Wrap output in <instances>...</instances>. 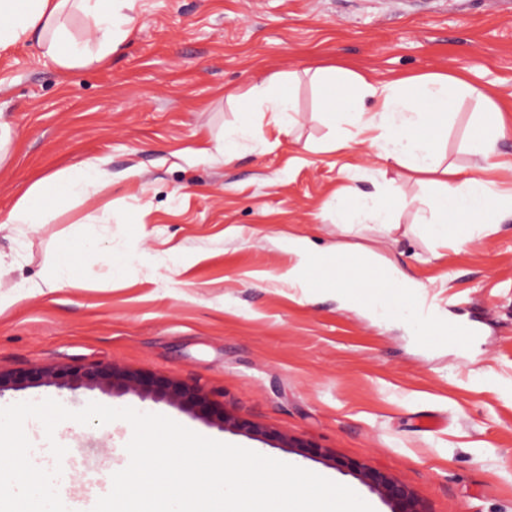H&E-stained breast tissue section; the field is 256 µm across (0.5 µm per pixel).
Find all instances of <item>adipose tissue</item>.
I'll return each mask as SVG.
<instances>
[{"instance_id": "1", "label": "adipose tissue", "mask_w": 512, "mask_h": 512, "mask_svg": "<svg viewBox=\"0 0 512 512\" xmlns=\"http://www.w3.org/2000/svg\"><path fill=\"white\" fill-rule=\"evenodd\" d=\"M133 5L134 0H0V53L29 43L63 70L101 64L128 36ZM313 77L324 90L322 113L336 131L337 147L364 145L377 157L433 176L434 191L427 202L431 218L425 225L428 237L461 245L471 241L476 231L496 224L503 212L512 213V192L493 191L482 177L483 171L497 165L502 111L462 74H424L374 83L334 67L316 70ZM293 81L292 74L273 72L240 97L243 119L237 136L253 133L257 113L267 116L274 127L287 129L294 121ZM466 96L482 100L484 109L468 140L469 152L478 161L477 174L459 187L452 180V170L443 165L441 140L434 127L451 116ZM104 179L97 159L59 170L29 186L6 223L37 229L54 217L51 198L86 200ZM284 241L296 258L280 276L288 287H308L305 273L313 268L348 305L370 312L377 320L398 314L415 329L429 323L437 335H447L448 322L435 306L423 310L414 305L427 295L423 285L394 262L364 249L353 267L340 270L308 238L288 235Z\"/></svg>"}]
</instances>
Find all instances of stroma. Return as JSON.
<instances>
[{"instance_id":"35a3bbf8","label":"stroma","mask_w":512,"mask_h":512,"mask_svg":"<svg viewBox=\"0 0 512 512\" xmlns=\"http://www.w3.org/2000/svg\"><path fill=\"white\" fill-rule=\"evenodd\" d=\"M132 31L102 64L61 70L34 48L0 54V112L15 149L0 166V223L32 183L90 158L106 180L56 206L36 231L0 232V371L116 363L206 395L178 406L136 391L19 384L0 408L51 398L164 415L208 438L297 464L390 512L357 476L404 484L421 512H512V217L456 248L429 239V183L364 148H328L322 93L310 73L340 67L376 82L459 72L503 110L498 140L512 188V13L497 0H135ZM296 75V123L263 126L225 163L218 140L239 125L236 97L266 72ZM482 105L465 99L442 127L444 162L472 175L467 147ZM397 227L342 230L336 193L377 204L390 186ZM321 248L370 249L424 284L439 313L476 328L465 350L374 322L322 288L279 282L293 262L283 236ZM98 240L106 255L50 291L25 289L58 251ZM134 255L113 276L109 255ZM231 413L251 435L224 429ZM25 432L31 460L61 465L75 501L110 491L126 466L128 424L60 423ZM296 439L321 448L310 457ZM69 448L55 460L50 442Z\"/></svg>"}]
</instances>
